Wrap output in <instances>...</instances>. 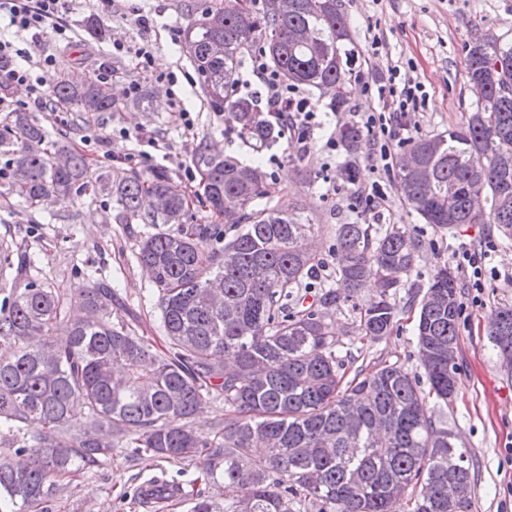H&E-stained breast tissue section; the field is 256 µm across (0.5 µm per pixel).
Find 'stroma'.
I'll list each match as a JSON object with an SVG mask.
<instances>
[{
	"label": "stroma",
	"mask_w": 512,
	"mask_h": 512,
	"mask_svg": "<svg viewBox=\"0 0 512 512\" xmlns=\"http://www.w3.org/2000/svg\"><path fill=\"white\" fill-rule=\"evenodd\" d=\"M222 6L224 0H114L108 16L97 17L95 0H73L71 20L75 37L57 52L58 66L49 77L78 78L93 75L99 68L112 69L109 88L119 103L114 112L87 114L54 105L33 110L32 115L48 131V144L59 142L83 153L87 161L86 192L70 200L28 207L17 198L0 199V243L6 242L32 261L31 274L59 288L69 297L92 281L102 280L116 290L125 307V321L136 326L156 347H164L160 313L154 286L138 262L141 240L150 225L134 220L119 223L114 199L99 191L106 172H147L161 169L191 202L190 216L208 217L200 198L202 181L187 183L185 167L195 165L200 153L233 155L248 162L252 150L232 129L233 120L224 112L212 111L197 79L185 81L195 68L184 45H173L168 26L186 27L191 20L186 6ZM347 16L355 56L349 68L351 101L348 111L329 113L328 96L306 90L316 111L325 113L330 127L349 122L351 113L371 111L376 102L365 91L366 82L381 79L389 61L409 67L424 85L425 106L418 114L420 134L432 137L462 125L476 108L466 74V60L474 37L489 29L512 41V0H338ZM158 11V25L144 31L134 23L133 8ZM99 19L109 31L104 42L94 41L86 27ZM380 35L383 48L373 53L372 35ZM155 44L151 69H143L130 55L113 56V41L129 44L141 39ZM179 74L176 88L195 119L187 130L174 120L168 91L155 74ZM138 85L128 94L129 85ZM108 147H99L102 138ZM155 139L149 149L147 139ZM359 171L356 185L380 182L388 203L380 211L357 208L351 198L354 185L336 178L345 164ZM267 174L264 201L287 206L299 203L304 215L319 230L315 242L322 261L319 278L335 284L336 258L328 247L336 237L337 225L347 222L396 225L419 239V257L397 294L399 312L389 336L374 339L359 329V304L348 302L335 314L336 347L351 351L355 364L372 368L386 361L412 373H421L415 339L417 315L423 295L436 269L453 262L462 247L478 245L486 238L496 243L485 261L487 274L480 289L470 288L460 278L461 316L456 352L458 385L448 404L439 406L459 446L471 453L475 466L474 512H512V370L498 359L488 336V315L501 305H512V236L494 224H461L439 230L425 224L406 203L397 180L374 170L365 154L344 148H317L310 155L297 152L289 137H282L262 154ZM161 478L176 486L180 495L160 512H188L186 493L199 492L216 503L224 501L223 482L207 481L197 460L171 464L143 456L129 461L126 454L113 452L110 463L62 478L41 512H149L138 498L140 486Z\"/></svg>",
	"instance_id": "stroma-1"
}]
</instances>
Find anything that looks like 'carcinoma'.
Segmentation results:
<instances>
[{
    "instance_id": "obj_1",
    "label": "carcinoma",
    "mask_w": 512,
    "mask_h": 512,
    "mask_svg": "<svg viewBox=\"0 0 512 512\" xmlns=\"http://www.w3.org/2000/svg\"><path fill=\"white\" fill-rule=\"evenodd\" d=\"M224 44L220 57L213 42ZM187 52L210 108L228 110L237 135L256 152L279 138L254 92L235 87L234 73L254 51L287 85L335 87L329 108L343 111L350 89L346 66L354 42L337 0H224L204 9L185 30ZM468 82L486 88L466 123L445 134L409 141L395 163L404 198L440 230L495 224L512 230V44L492 38L469 51ZM53 103L77 112L118 110L106 85L62 76ZM45 131L25 112L0 131L8 156L1 197L36 207L53 194L83 191V154L44 147ZM353 153L363 131L343 126ZM417 155L428 177L405 172ZM205 203L224 224L189 220V204L161 170L115 171L103 187L123 220L167 224L143 240L138 261L151 281L167 348L157 349L112 314L120 302L101 281L66 300L58 288L28 278L18 259L0 302V505L31 512L52 494L55 478L112 459L116 448L137 459H197L208 479L235 495L220 509L196 496L189 512H448V459L463 474L454 512H472L475 463L458 447L430 400L448 403V349L457 348L459 281L440 266L421 301L416 324L420 377L392 363L348 376L352 356L336 353L334 313L380 284L360 308V327L387 336L398 314L397 293L415 265L420 241L401 227L336 228V287L294 311L293 289L310 288L320 259L305 242L313 225L290 208L259 206L266 173L226 155L200 157ZM28 179L19 184L14 172ZM484 192V206L474 196ZM68 323L59 341L54 326ZM490 340L512 365V306L491 310ZM224 402L213 435L189 419L206 399Z\"/></svg>"
}]
</instances>
